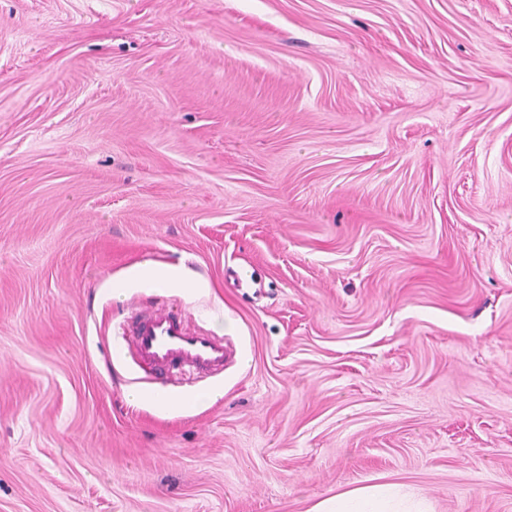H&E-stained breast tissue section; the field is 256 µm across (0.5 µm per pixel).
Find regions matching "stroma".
<instances>
[{"label":"stroma","instance_id":"stroma-1","mask_svg":"<svg viewBox=\"0 0 512 512\" xmlns=\"http://www.w3.org/2000/svg\"><path fill=\"white\" fill-rule=\"evenodd\" d=\"M159 303L236 350L165 409ZM377 476L512 512V0H0V512Z\"/></svg>","mask_w":512,"mask_h":512}]
</instances>
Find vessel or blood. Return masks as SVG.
Segmentation results:
<instances>
[{
	"label": "vessel or blood",
	"mask_w": 512,
	"mask_h": 512,
	"mask_svg": "<svg viewBox=\"0 0 512 512\" xmlns=\"http://www.w3.org/2000/svg\"><path fill=\"white\" fill-rule=\"evenodd\" d=\"M128 334L126 351L131 358L160 373H218L231 357L223 338L192 329L180 312L163 304L136 316L128 326Z\"/></svg>",
	"instance_id": "1"
}]
</instances>
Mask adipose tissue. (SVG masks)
<instances>
[{
	"instance_id": "1",
	"label": "adipose tissue",
	"mask_w": 512,
	"mask_h": 512,
	"mask_svg": "<svg viewBox=\"0 0 512 512\" xmlns=\"http://www.w3.org/2000/svg\"><path fill=\"white\" fill-rule=\"evenodd\" d=\"M308 512H433L430 502L405 485L380 476L371 483L336 492L313 504Z\"/></svg>"
}]
</instances>
